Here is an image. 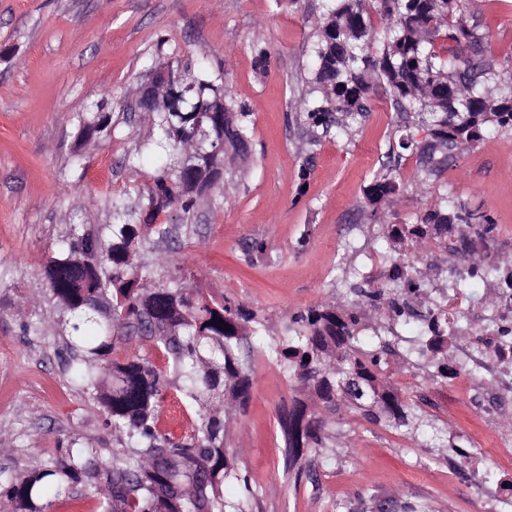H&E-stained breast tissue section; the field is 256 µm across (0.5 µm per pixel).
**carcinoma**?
Segmentation results:
<instances>
[{"instance_id": "obj_1", "label": "carcinoma", "mask_w": 512, "mask_h": 512, "mask_svg": "<svg viewBox=\"0 0 512 512\" xmlns=\"http://www.w3.org/2000/svg\"><path fill=\"white\" fill-rule=\"evenodd\" d=\"M465 0H324L312 47L315 98L298 102L297 119L312 140L361 124L374 83H384L403 119L399 147L417 156L416 188L432 174L431 153L474 147L486 136L512 130V63L497 68L482 53L484 35L464 16ZM380 27H375L372 14ZM224 99V114L195 112L192 104ZM112 99L101 94L73 116L78 142L112 136ZM251 114L235 102L223 74L205 56L188 69L185 86L169 93L166 107L149 117L157 160L152 181L135 206L110 200L112 223L92 230L74 228L43 262L48 308L24 330L37 333L55 319L71 328L69 364L73 381L102 406L106 424L125 446L112 458L69 448L59 459L20 475H0V512H48L73 486L95 482L102 512H254L249 475L228 447L229 410H246L253 383L250 361L239 350L247 336L261 339L260 351L276 361L310 403L280 414L285 470L307 451L336 447L330 431L336 418L355 410L370 423L422 436L431 447L448 446L447 430L416 416L415 400L375 385L387 364L390 339L363 334L366 306L388 310V331L415 321L394 306L386 291L415 290L426 276H414L415 260L431 224H476L492 230V218L458 207L449 196L424 203L411 220L378 217V238L399 241L397 278L370 289L365 304L341 293L296 313L286 333L271 330L257 313L226 297L205 298L184 282L181 254L152 264L137 250L172 235L197 199L223 178L226 151L214 154L208 183L196 187L185 172L186 144L197 126L211 140L241 152L249 144ZM427 132L416 140L413 130ZM401 190L394 166L365 187L376 206L393 202ZM172 218L157 222L160 213ZM141 340L159 350V366L130 343ZM433 368L431 378L448 379V356L437 349L414 354ZM186 399L197 423L176 437L159 428L160 404L171 391Z\"/></svg>"}]
</instances>
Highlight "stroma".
<instances>
[{"mask_svg":"<svg viewBox=\"0 0 512 512\" xmlns=\"http://www.w3.org/2000/svg\"><path fill=\"white\" fill-rule=\"evenodd\" d=\"M322 13L323 0H0V473L27 472L73 441L103 458L119 445L100 407L70 380L64 326L48 323L37 336L23 326L47 305L45 253L72 225L111 223L108 200H136L149 181L150 169L130 171L123 159L151 136L131 89L146 81L152 56L185 63L206 51L212 71L223 72L235 101L251 112L235 174L198 200L177 231L189 287L252 308L281 331L296 312L348 291L343 268L377 251L364 189L398 143V118L379 85L350 137L307 144L295 113L315 41L311 24ZM467 19L486 33L491 63L512 62V0H470ZM258 46L267 52L263 69ZM108 90L122 101L112 111V136L87 147L83 174L73 173L71 117ZM306 158L312 175L302 192L297 174ZM441 195L487 210L496 236L512 239V132L455 154L424 194L407 189L394 222ZM251 239L266 242L265 255H245ZM243 352L253 368L251 400L231 422L229 443L245 448L239 464L256 492L255 512H342L346 503L362 510L370 489L427 500L435 512H500L451 449L470 442L483 449L487 467L512 460V446L494 447L498 427L480 421L467 393L449 395L448 383L421 368L389 365L380 382L446 422L448 447H420L348 413L335 448L304 454L295 476L283 466L277 417L298 393L255 340Z\"/></svg>","mask_w":512,"mask_h":512,"instance_id":"obj_1","label":"stroma"}]
</instances>
